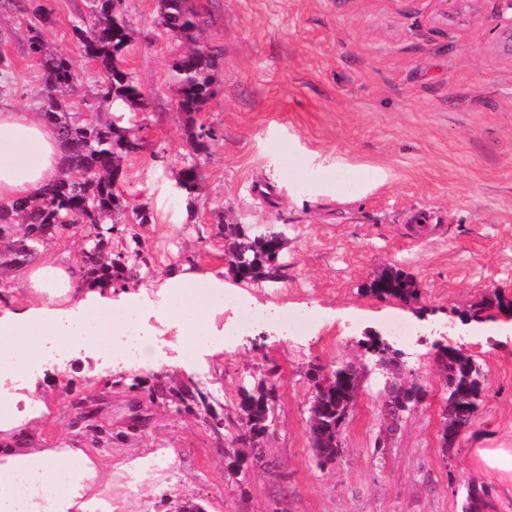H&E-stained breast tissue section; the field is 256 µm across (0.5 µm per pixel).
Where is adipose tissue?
Segmentation results:
<instances>
[{"instance_id":"adipose-tissue-1","label":"adipose tissue","mask_w":512,"mask_h":512,"mask_svg":"<svg viewBox=\"0 0 512 512\" xmlns=\"http://www.w3.org/2000/svg\"><path fill=\"white\" fill-rule=\"evenodd\" d=\"M62 149L55 129L35 112L0 109V201L25 197L53 181ZM28 307L0 315V375L23 374L24 361L37 357L45 341L59 354L98 343L84 313L112 306L150 315L136 294L113 296L90 287L78 269L47 258L27 271ZM186 351L214 342V319L204 308L172 307ZM36 379L24 391L0 399V512H115L112 506V451L64 444L33 448L26 438L44 417Z\"/></svg>"}]
</instances>
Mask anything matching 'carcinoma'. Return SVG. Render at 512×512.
<instances>
[{
  "label": "carcinoma",
  "instance_id": "cac0c4a2",
  "mask_svg": "<svg viewBox=\"0 0 512 512\" xmlns=\"http://www.w3.org/2000/svg\"><path fill=\"white\" fill-rule=\"evenodd\" d=\"M13 6L32 16L28 37L29 53L36 58L44 72L39 90L43 107L40 115L56 129L63 156V172L58 179L34 195L10 204L0 203V268L17 269L25 266L48 240L63 234L71 227L85 229L83 248L78 267L90 285L110 283L121 273L135 275L148 266L140 245L126 252L112 253V232L116 230L115 216L126 211L127 203L115 178L122 171L124 159L143 149V139L125 126L121 116L90 120L69 109L67 100L77 88L73 59L46 47L42 26L49 22V13L41 6L28 9L24 0H13ZM157 27L175 32L189 40L190 46L172 56L169 68L171 80L178 87V108L192 116L203 109L217 89L214 71L218 67L220 50L200 43L196 32L203 25L200 16L187 6V0H157ZM113 0H91L90 20L74 27V34L85 56L100 62L105 80L97 87V97L103 101L145 106L144 96L134 75L117 66V55L132 44L134 31L114 16ZM217 140L212 128H191L188 146L196 154L209 150ZM84 169L88 176L75 180L72 170ZM205 173L197 164L180 170L178 186L192 194L204 180ZM219 235L226 241V255L231 271L241 280L262 281L279 276L278 258L283 242L276 231L254 234L241 224H226L219 220ZM368 292L379 299L410 302L417 299L418 289L409 276L400 271L383 272L368 285ZM446 373L448 400L445 419L467 423L470 415L451 400L462 390L479 397L482 394L479 369L471 358L439 356ZM309 380L317 390L314 415L310 416V433L321 455L332 459L338 449L329 446L325 438L336 429V416L351 390L358 388L360 374L352 365L324 373L318 367L309 372ZM275 388L260 387L259 393L245 394L241 403V418L245 437L256 449L255 459L261 460L260 439L267 434L271 405L269 397ZM488 491L483 484H467L466 512H473L483 503Z\"/></svg>",
  "mask_w": 512,
  "mask_h": 512
}]
</instances>
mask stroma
Returning <instances> with one entry per match:
<instances>
[{"mask_svg":"<svg viewBox=\"0 0 512 512\" xmlns=\"http://www.w3.org/2000/svg\"><path fill=\"white\" fill-rule=\"evenodd\" d=\"M50 14L43 35L69 53L78 75L72 111L111 116L98 101L103 74L77 45L90 0H32ZM202 39L220 49L218 93L196 125L214 128L209 153L187 152L167 61L178 37L156 26V0H120L135 32L125 65L149 107L124 115L144 140L123 163L129 205L156 220L127 224L113 250L138 240L150 265L117 278L115 291L157 299L172 268L223 279L255 308L312 318L302 334L276 321L226 339L190 368L177 329L153 318L158 368L123 366L95 348L58 356L45 348L37 376L49 413L31 443L112 451V496L122 512H462L467 484L487 485L481 512H512V486L478 461L479 448H512V49L500 38L507 0H482L480 16L445 20L444 0H188ZM29 14L0 0V105L36 112L44 80L28 52ZM198 163L205 178L184 198L176 178ZM281 231L278 278L236 281L218 220ZM403 271L420 297L405 304L366 293L382 269ZM503 307H495L493 299ZM481 309V321L470 314ZM400 320L416 336L389 337ZM388 337L391 360L368 350ZM451 341L481 367L473 424L442 443L447 398L438 344ZM358 369L361 383L341 428L342 454L319 463L309 436L311 367ZM421 385L423 404L396 429L383 413L394 379ZM275 382L263 464L230 467L242 450L243 392ZM205 394L209 411L158 389ZM152 457L136 495L123 485Z\"/></svg>","mask_w":512,"mask_h":512,"instance_id":"obj_1","label":"stroma"}]
</instances>
